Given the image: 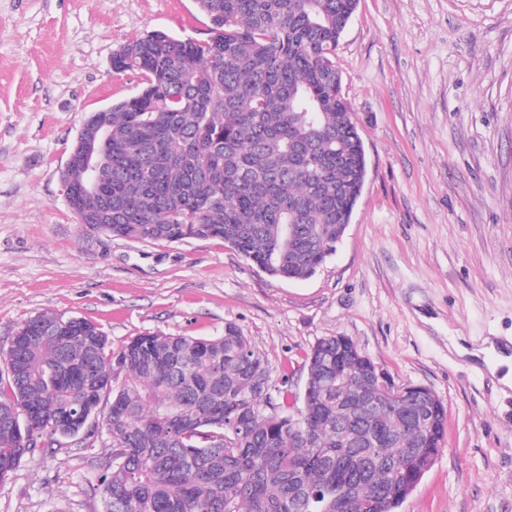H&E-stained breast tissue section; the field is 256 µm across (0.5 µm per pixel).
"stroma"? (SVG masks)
Here are the masks:
<instances>
[{"instance_id": "stroma-1", "label": "stroma", "mask_w": 512, "mask_h": 512, "mask_svg": "<svg viewBox=\"0 0 512 512\" xmlns=\"http://www.w3.org/2000/svg\"><path fill=\"white\" fill-rule=\"evenodd\" d=\"M194 0H0V351L41 314L81 317L113 349L235 323L304 393L306 351L350 337L396 385L447 408L445 443L399 512H512V395L452 348L512 340V0H359L336 50L367 176L342 242L302 281L216 239L80 237L60 180L88 113L133 95L114 50L198 36ZM102 417L27 454L0 512H106Z\"/></svg>"}]
</instances>
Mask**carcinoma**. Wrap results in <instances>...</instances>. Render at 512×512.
<instances>
[{
    "instance_id": "1",
    "label": "carcinoma",
    "mask_w": 512,
    "mask_h": 512,
    "mask_svg": "<svg viewBox=\"0 0 512 512\" xmlns=\"http://www.w3.org/2000/svg\"><path fill=\"white\" fill-rule=\"evenodd\" d=\"M195 3L207 37L153 30L112 54L139 90L100 113L112 201L68 198L96 217L80 236L218 239L276 279H308L336 254L367 175L336 67L358 0ZM17 335L0 354V480L36 436L74 437L105 402L107 512H396L446 435L443 402L396 397L347 336L306 353L298 407L286 377L257 390L268 362L233 323L211 338L141 334L117 351L78 317L38 315ZM342 428L386 443L338 448Z\"/></svg>"
}]
</instances>
